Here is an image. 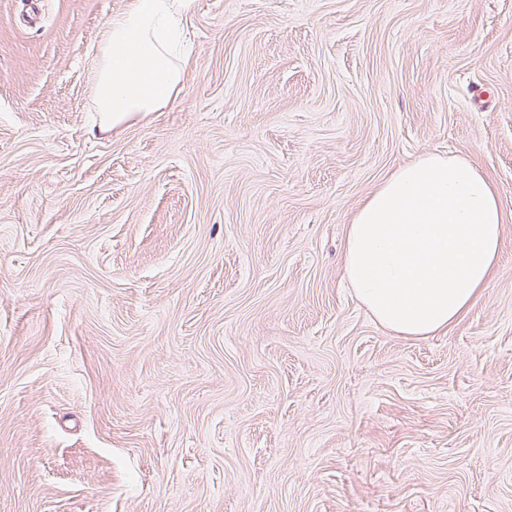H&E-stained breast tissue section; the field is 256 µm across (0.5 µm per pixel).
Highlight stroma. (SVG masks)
<instances>
[{"instance_id": "1", "label": "stroma", "mask_w": 512, "mask_h": 512, "mask_svg": "<svg viewBox=\"0 0 512 512\" xmlns=\"http://www.w3.org/2000/svg\"><path fill=\"white\" fill-rule=\"evenodd\" d=\"M129 0H0V512H512V0H194L176 97L92 134ZM465 157L507 222L447 331L348 224Z\"/></svg>"}]
</instances>
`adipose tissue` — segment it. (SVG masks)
I'll return each instance as SVG.
<instances>
[{"mask_svg":"<svg viewBox=\"0 0 512 512\" xmlns=\"http://www.w3.org/2000/svg\"><path fill=\"white\" fill-rule=\"evenodd\" d=\"M192 8L193 0H130L110 19L91 75L100 132L159 111L178 93ZM505 222L484 173L463 157L428 152L391 174L359 209L346 232L343 276L380 325L430 336L480 297Z\"/></svg>","mask_w":512,"mask_h":512,"instance_id":"obj_1","label":"adipose tissue"}]
</instances>
